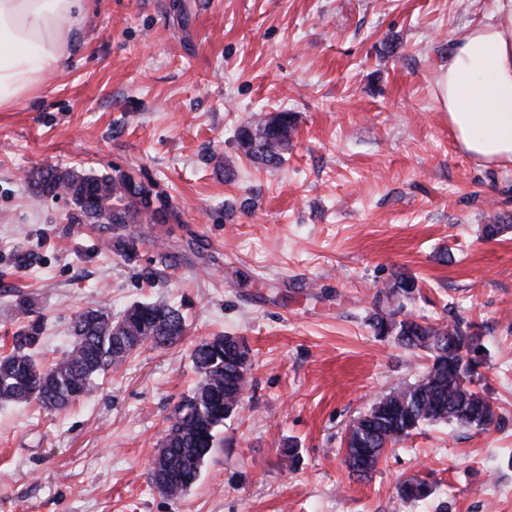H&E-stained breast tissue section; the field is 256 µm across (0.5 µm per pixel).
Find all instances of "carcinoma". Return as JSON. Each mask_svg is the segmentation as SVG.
<instances>
[{
  "label": "carcinoma",
  "mask_w": 512,
  "mask_h": 512,
  "mask_svg": "<svg viewBox=\"0 0 512 512\" xmlns=\"http://www.w3.org/2000/svg\"><path fill=\"white\" fill-rule=\"evenodd\" d=\"M295 117L279 112L269 118L248 121L239 127L237 141L254 160L278 166L288 149ZM36 197L68 196L79 214L94 224L112 226L113 250L122 258L137 252L141 236L132 225L167 224L177 220L169 197L149 182L115 171L112 175L76 173L47 166L30 178ZM415 277L399 274L376 295V309L369 321L374 335L409 349L430 354L431 366L414 382L379 397L370 409L352 420L344 434L343 464L353 476H366L381 461L386 448L395 445L424 425L486 429L498 423L497 411L481 391L463 379L479 366L474 354L482 351L481 336L471 325L455 319L446 323L419 322L402 313L403 301L418 292ZM183 315L160 303H138L121 314L101 309L80 312L71 320L70 349L45 366L36 355L44 333L42 316L20 327L10 352L0 354V406L36 404L62 411L90 395L96 379L125 363L142 346L171 345L185 332ZM472 354L465 360L457 350ZM248 356L238 340L200 342L192 361L198 381L170 416L166 435L150 466L152 484L170 496L185 494L197 481L203 464L222 447L224 419L238 411L248 377L242 363ZM402 497L423 500L429 485L411 479L399 486Z\"/></svg>",
  "instance_id": "obj_1"
}]
</instances>
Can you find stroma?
I'll return each instance as SVG.
<instances>
[{"label": "stroma", "mask_w": 512, "mask_h": 512, "mask_svg": "<svg viewBox=\"0 0 512 512\" xmlns=\"http://www.w3.org/2000/svg\"><path fill=\"white\" fill-rule=\"evenodd\" d=\"M490 3L92 0L59 68L0 108V353L28 322L21 295L43 309L45 365L79 311L162 302L187 329L69 410L0 407V512H512V166L462 151L435 99L452 38ZM284 111V161L259 164L236 131ZM49 165L134 173L180 220L138 225L121 258L70 200L33 196ZM398 273L422 285L407 314L482 336L477 386L503 423L424 426L357 478L348 425L429 363L369 326ZM218 335L247 348V389L171 498L151 461ZM408 478L430 496L402 498Z\"/></svg>", "instance_id": "obj_1"}]
</instances>
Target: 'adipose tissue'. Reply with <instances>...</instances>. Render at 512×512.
I'll return each mask as SVG.
<instances>
[{
	"label": "adipose tissue",
	"instance_id": "adipose-tissue-1",
	"mask_svg": "<svg viewBox=\"0 0 512 512\" xmlns=\"http://www.w3.org/2000/svg\"><path fill=\"white\" fill-rule=\"evenodd\" d=\"M86 10L87 0H0V108L58 67ZM437 102L463 150L512 164V0H493L482 21L457 35Z\"/></svg>",
	"mask_w": 512,
	"mask_h": 512
}]
</instances>
